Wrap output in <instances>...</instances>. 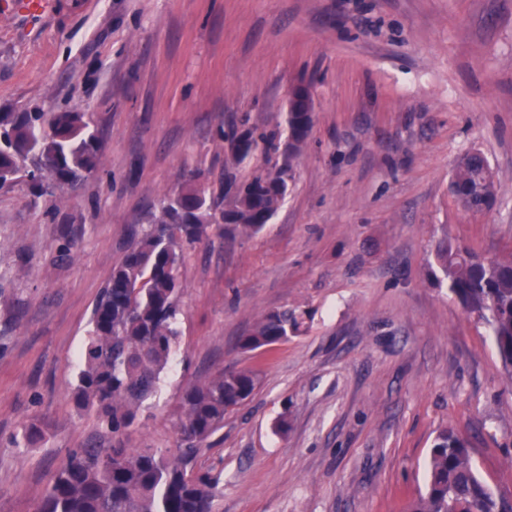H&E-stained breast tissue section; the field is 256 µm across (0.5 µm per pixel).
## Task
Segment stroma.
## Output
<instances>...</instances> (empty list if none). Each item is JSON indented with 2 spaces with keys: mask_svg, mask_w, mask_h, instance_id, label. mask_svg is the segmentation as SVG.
<instances>
[{
  "mask_svg": "<svg viewBox=\"0 0 512 512\" xmlns=\"http://www.w3.org/2000/svg\"><path fill=\"white\" fill-rule=\"evenodd\" d=\"M18 2L0 0V112H85L100 166L42 197L0 187V512H35L75 449L116 439L72 388L131 227L189 174L217 194L284 162L293 180L261 233L186 251L180 348L118 439L176 452L185 391L249 368L253 396L194 457L213 512H406L445 427L512 494V379L430 275L443 239L512 255V0ZM302 82L314 122L292 154ZM243 122L275 151L235 162L222 134ZM473 149L498 185L482 215L448 191ZM283 308L310 313L301 335L239 348ZM32 421L45 441L15 447Z\"/></svg>",
  "mask_w": 512,
  "mask_h": 512,
  "instance_id": "1",
  "label": "stroma"
}]
</instances>
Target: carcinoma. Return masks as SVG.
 Returning <instances> with one entry per match:
<instances>
[{
  "label": "carcinoma",
  "instance_id": "carcinoma-1",
  "mask_svg": "<svg viewBox=\"0 0 512 512\" xmlns=\"http://www.w3.org/2000/svg\"><path fill=\"white\" fill-rule=\"evenodd\" d=\"M313 124L310 112L288 109V147L299 148ZM237 162L271 139L246 129L224 137ZM100 164L98 140L86 113L0 112V186L24 171L38 174L36 195L75 188ZM293 179L291 165L234 182L222 200L201 197L191 176L174 196L164 195L133 231L132 244L95 305L72 392L75 406L93 414L106 431L120 435L156 393L162 372L179 348L177 270L185 249L208 239L218 224L224 237L255 235L273 218ZM468 212L486 213L497 187L485 155L473 150L459 160L450 183ZM434 281L448 285L469 314L486 322L503 370L512 377V256L487 258L443 239L435 249ZM306 312L276 310L262 315L240 337L244 350L268 347L304 327ZM259 384L251 369L223 370L187 390L175 426L183 449L177 456L118 442L71 454L35 512H212L215 480L190 467L191 458ZM45 441L35 422L14 438L17 447ZM410 512H512V498L496 495L476 472L467 439L445 428L434 439L428 481Z\"/></svg>",
  "mask_w": 512,
  "mask_h": 512
}]
</instances>
